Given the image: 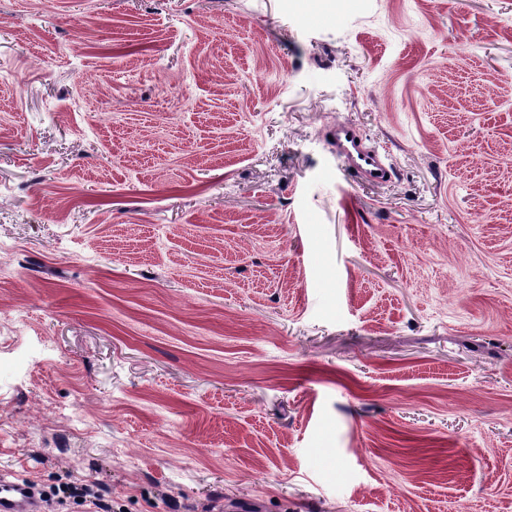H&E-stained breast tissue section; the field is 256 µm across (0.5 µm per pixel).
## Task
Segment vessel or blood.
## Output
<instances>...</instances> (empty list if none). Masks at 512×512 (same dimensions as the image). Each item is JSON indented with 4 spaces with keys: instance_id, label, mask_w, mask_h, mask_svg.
<instances>
[{
    "instance_id": "b4317fda",
    "label": "vessel or blood",
    "mask_w": 512,
    "mask_h": 512,
    "mask_svg": "<svg viewBox=\"0 0 512 512\" xmlns=\"http://www.w3.org/2000/svg\"><path fill=\"white\" fill-rule=\"evenodd\" d=\"M329 143L342 166L364 184L383 185L392 179L385 153L364 139L353 123L330 124ZM44 500L33 483L14 474L0 475V512H45Z\"/></svg>"
}]
</instances>
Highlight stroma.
Here are the masks:
<instances>
[{"label":"stroma","instance_id":"obj_1","mask_svg":"<svg viewBox=\"0 0 512 512\" xmlns=\"http://www.w3.org/2000/svg\"><path fill=\"white\" fill-rule=\"evenodd\" d=\"M323 2L0 0V472L512 512V0ZM327 134L336 158L362 184L383 185L391 181L393 171L387 156L370 144L353 123L337 120L330 124Z\"/></svg>","mask_w":512,"mask_h":512}]
</instances>
